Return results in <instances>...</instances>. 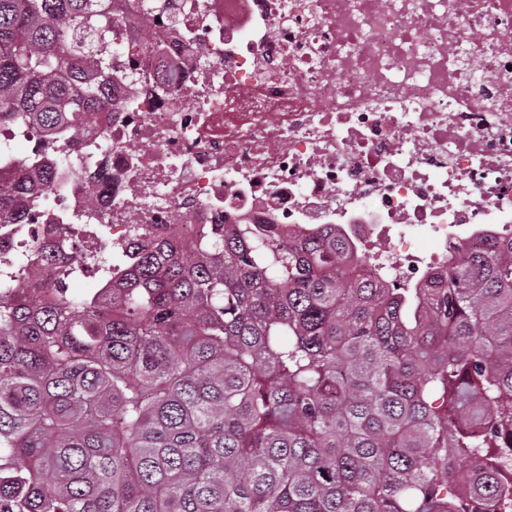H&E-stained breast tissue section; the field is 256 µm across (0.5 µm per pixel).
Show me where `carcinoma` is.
I'll list each match as a JSON object with an SVG mask.
<instances>
[{
  "mask_svg": "<svg viewBox=\"0 0 512 512\" xmlns=\"http://www.w3.org/2000/svg\"><path fill=\"white\" fill-rule=\"evenodd\" d=\"M115 0H0V124L102 103ZM208 224L0 297V512H512V237L419 287ZM467 463L463 468L460 463Z\"/></svg>",
  "mask_w": 512,
  "mask_h": 512,
  "instance_id": "cac0c4a2",
  "label": "carcinoma"
}]
</instances>
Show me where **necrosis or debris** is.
Segmentation results:
<instances>
[{"mask_svg":"<svg viewBox=\"0 0 512 512\" xmlns=\"http://www.w3.org/2000/svg\"><path fill=\"white\" fill-rule=\"evenodd\" d=\"M112 103L0 127V267L99 271L141 234L324 224L354 270L416 282L512 228V0H124ZM157 49L138 53V30ZM27 144L24 152L14 141ZM433 247L419 248L420 240Z\"/></svg>","mask_w":512,"mask_h":512,"instance_id":"1","label":"necrosis or debris"}]
</instances>
